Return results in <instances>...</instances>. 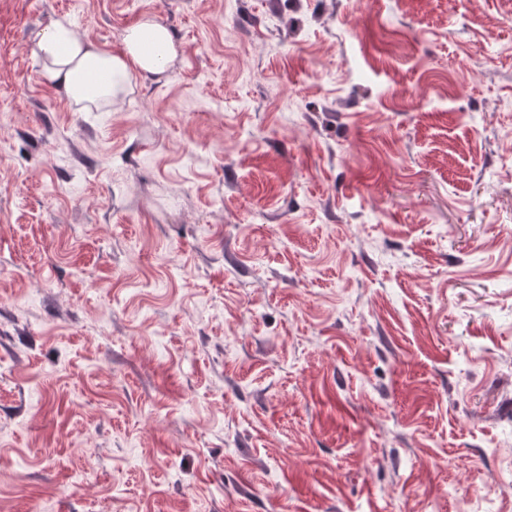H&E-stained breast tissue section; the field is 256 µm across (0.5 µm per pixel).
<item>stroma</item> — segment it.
<instances>
[{
  "label": "stroma",
  "mask_w": 512,
  "mask_h": 512,
  "mask_svg": "<svg viewBox=\"0 0 512 512\" xmlns=\"http://www.w3.org/2000/svg\"><path fill=\"white\" fill-rule=\"evenodd\" d=\"M0 144V512H512V0H0ZM30 50L46 82L87 105L118 99L131 89L133 73H164L176 57L169 30L151 17L125 31L118 53L95 47L66 19L33 31Z\"/></svg>",
  "instance_id": "35a3bbf8"
}]
</instances>
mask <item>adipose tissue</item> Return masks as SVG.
<instances>
[{
    "label": "adipose tissue",
    "mask_w": 512,
    "mask_h": 512,
    "mask_svg": "<svg viewBox=\"0 0 512 512\" xmlns=\"http://www.w3.org/2000/svg\"><path fill=\"white\" fill-rule=\"evenodd\" d=\"M30 50L46 82L87 105L118 99L130 90L133 74L164 73L176 57L169 30L150 17L125 31L117 53L95 47L63 19L33 31Z\"/></svg>",
    "instance_id": "adipose-tissue-1"
}]
</instances>
